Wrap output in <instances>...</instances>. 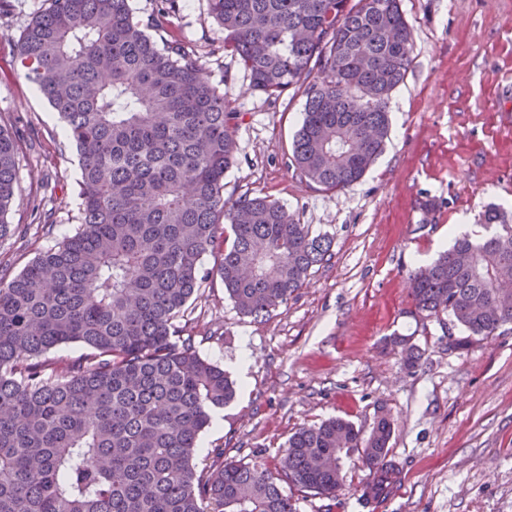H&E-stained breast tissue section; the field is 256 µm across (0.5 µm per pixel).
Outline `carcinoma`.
<instances>
[{
	"label": "carcinoma",
	"mask_w": 512,
	"mask_h": 512,
	"mask_svg": "<svg viewBox=\"0 0 512 512\" xmlns=\"http://www.w3.org/2000/svg\"><path fill=\"white\" fill-rule=\"evenodd\" d=\"M248 90L304 88L292 175L325 194L359 181L382 153L386 103L411 65L400 0H208ZM179 0L137 17L130 0H51L16 41L18 70L64 123L79 161L77 231L0 281V512H296L280 478L227 462L198 465L211 413L233 382L202 358L186 316L219 276L237 311L261 321L332 255L333 238L269 196L224 199L237 113L201 57L171 35ZM17 138L0 127V240L16 184ZM408 278L415 312L466 349L512 326V217L483 213ZM216 257L212 269L203 256ZM460 335H455V332ZM406 368L421 349L396 336ZM85 348L56 356L63 345ZM392 423L368 436L341 418L289 438L283 474L330 496L358 450L364 494L389 495Z\"/></svg>",
	"instance_id": "1"
}]
</instances>
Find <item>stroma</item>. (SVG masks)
I'll list each match as a JSON object with an SVG mask.
<instances>
[{"label": "stroma", "instance_id": "1", "mask_svg": "<svg viewBox=\"0 0 512 512\" xmlns=\"http://www.w3.org/2000/svg\"><path fill=\"white\" fill-rule=\"evenodd\" d=\"M13 4L0 17V126L20 146L7 214L14 233L0 241L6 282L74 234L80 203L76 152L57 113L16 70L14 44L45 0ZM401 6L414 47L387 101L385 150L358 182L327 195L288 168L303 91L275 100L246 93L208 0H180L172 36L197 52L238 114L225 197L271 196L334 238L331 259L266 321L238 314L218 279L194 302L197 352L237 387L202 433L199 454L220 448L225 459L277 473L299 426L336 417L367 428L385 414L393 423L387 458L401 476L391 494L364 496L368 472L355 454L335 496L294 492L297 512H512V332L449 350L406 289L449 238L486 235L487 205L512 213V0ZM396 336L424 350L417 367L404 368Z\"/></svg>", "mask_w": 512, "mask_h": 512}]
</instances>
